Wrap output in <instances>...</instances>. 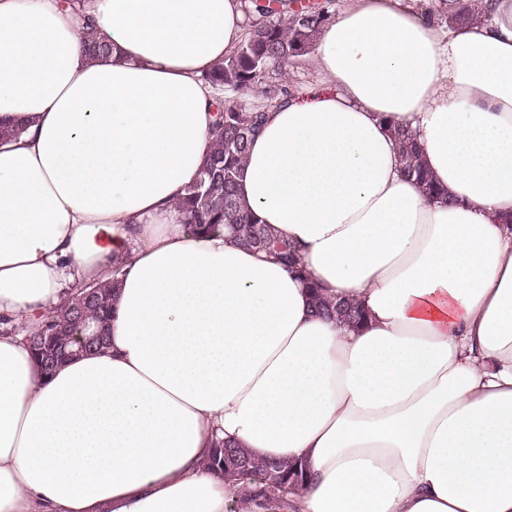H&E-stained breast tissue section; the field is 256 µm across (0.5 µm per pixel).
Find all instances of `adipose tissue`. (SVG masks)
Masks as SVG:
<instances>
[{"instance_id":"obj_1","label":"adipose tissue","mask_w":512,"mask_h":512,"mask_svg":"<svg viewBox=\"0 0 512 512\" xmlns=\"http://www.w3.org/2000/svg\"><path fill=\"white\" fill-rule=\"evenodd\" d=\"M481 7L447 27L348 0L312 43L320 86L250 146L241 203L352 328L175 209L244 0H89L96 61L71 0H0V123L25 128L0 141V316L38 326L125 264L107 350L47 377L0 332V512H236L244 487L203 465L218 438L305 462L296 512H512V0ZM85 51L90 59L108 57L112 54V46L98 39L95 34V25L90 17L85 20ZM395 137L402 145V173L408 178H414L419 182L427 200L437 199L440 188L432 181L420 158V146L413 133L404 126L393 128ZM307 288H310L311 292V311L316 316H331L332 313H338L342 317L348 320H354L358 318L359 313L354 310L352 306L349 304H341L338 305L333 304L332 302H327L322 299L319 289L316 285L311 284L309 282Z\"/></svg>"}]
</instances>
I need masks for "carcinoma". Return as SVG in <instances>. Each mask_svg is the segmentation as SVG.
<instances>
[{
	"label": "carcinoma",
	"mask_w": 512,
	"mask_h": 512,
	"mask_svg": "<svg viewBox=\"0 0 512 512\" xmlns=\"http://www.w3.org/2000/svg\"><path fill=\"white\" fill-rule=\"evenodd\" d=\"M328 20V12L315 5L281 15V10L267 3L256 5L249 16V32L244 41L224 61L204 75L217 91L216 120L211 130L209 150L196 183L177 204L184 224L193 233H210L224 226L235 242L248 250L267 255L285 269L303 275L299 249L278 239L257 216L245 208L238 197V182L250 142L262 129L264 108L288 99L289 86L271 73L304 58L316 33ZM85 51L89 58L112 55V45L95 34L91 18L85 20ZM402 145V173L419 182L428 200L440 195L420 158V146L404 126L393 128ZM122 265H112V281L85 287L71 303L50 315L36 331L25 335L32 355L44 376H49L72 357L70 348L79 336H97L84 352L106 345L104 325L112 314V296ZM311 311L316 316L337 313L353 320L359 316L349 304L335 305L322 299L319 289L308 284ZM206 467L226 479L248 480L260 476V487L240 503V512H286L288 494L306 478V468L298 462L269 463L258 468L251 455L224 441L211 449Z\"/></svg>",
	"instance_id": "1"
}]
</instances>
